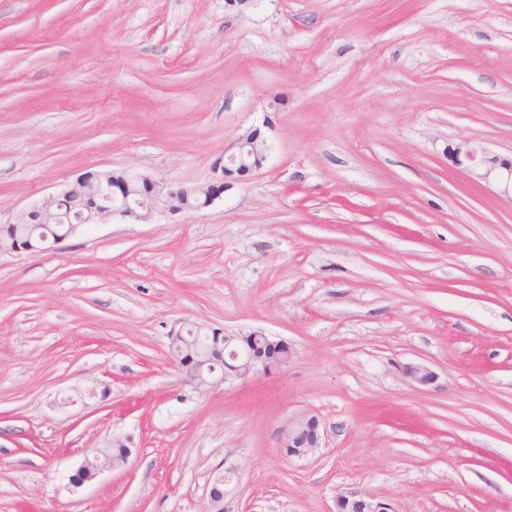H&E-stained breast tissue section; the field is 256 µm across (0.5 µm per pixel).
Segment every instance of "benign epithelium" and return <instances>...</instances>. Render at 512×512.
Here are the masks:
<instances>
[{
	"mask_svg": "<svg viewBox=\"0 0 512 512\" xmlns=\"http://www.w3.org/2000/svg\"><path fill=\"white\" fill-rule=\"evenodd\" d=\"M448 156L458 165L468 162V176L477 185L490 180L505 183L512 191V159L504 160L490 155L484 148L470 140H461L448 149ZM266 159L265 141L256 132L239 139L224 151L215 164L219 177L207 186L167 189L150 177L140 174L112 171L85 172L67 184L58 194L52 195L21 212L17 224H33L38 220L59 218L62 204L74 205L75 214L69 221L67 233L54 240L58 244L77 233L86 224H107L112 218H132L146 221L164 210L169 213L193 211L210 206L224 194L225 180L244 176L259 169ZM228 361L224 373L214 371L207 375L186 377L200 391H209L230 378L246 377L271 367L288 365L292 353L288 342L275 339L255 330L248 334L229 336L225 340ZM407 375L418 385L426 386L435 380V373L423 365L411 366ZM318 422L307 418L294 423L284 433L280 447L288 449V456L301 457L319 447ZM111 468L108 460L95 455L86 458L70 476L72 486L78 488L94 480L102 471ZM237 468L220 467L214 475L210 490V509L207 512H225L224 502L233 495L230 488ZM335 512H391L389 504L370 495L350 492L336 497Z\"/></svg>",
	"mask_w": 512,
	"mask_h": 512,
	"instance_id": "obj_1",
	"label": "benign epithelium"
}]
</instances>
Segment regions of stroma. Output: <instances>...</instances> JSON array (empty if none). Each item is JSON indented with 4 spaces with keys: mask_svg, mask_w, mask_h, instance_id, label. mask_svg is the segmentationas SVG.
Listing matches in <instances>:
<instances>
[{
    "mask_svg": "<svg viewBox=\"0 0 512 512\" xmlns=\"http://www.w3.org/2000/svg\"><path fill=\"white\" fill-rule=\"evenodd\" d=\"M254 130L208 208L0 251V512H207L223 462L232 512H512V199L448 157L512 156V0H0V224L87 171L212 183ZM193 323L293 357L197 392ZM319 444L318 422L311 417L288 427L281 439L280 448H288V457H301L307 455L312 448H318ZM106 469H112L108 460L102 459L97 453L92 458H86L74 474L70 476L72 486L78 488L94 480L98 474ZM335 508L333 512H392L386 502L356 492L338 495Z\"/></svg>",
    "mask_w": 512,
    "mask_h": 512,
    "instance_id": "stroma-1",
    "label": "stroma"
}]
</instances>
